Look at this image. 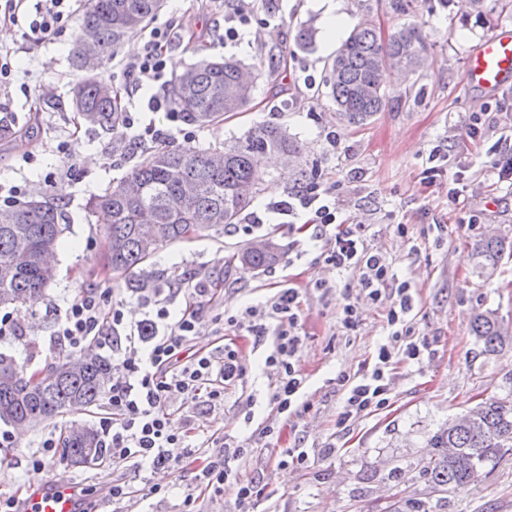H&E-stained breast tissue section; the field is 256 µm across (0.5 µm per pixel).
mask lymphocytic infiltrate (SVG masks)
<instances>
[{
    "label": "lymphocytic infiltrate",
    "instance_id": "f902f5d3",
    "mask_svg": "<svg viewBox=\"0 0 512 512\" xmlns=\"http://www.w3.org/2000/svg\"><path fill=\"white\" fill-rule=\"evenodd\" d=\"M171 40L168 30L154 29L140 54L128 62L126 79L138 83L162 80L171 64ZM302 209L313 210L314 221L321 227L336 222L330 189L310 185L297 204L289 205L288 213L294 217ZM326 260L336 269L355 273L366 300L388 306L387 333L374 357L355 373L342 371L336 376L337 386L345 392L339 414L340 422L345 423L368 410L386 406L393 364L419 359L429 345L417 334L410 318L413 297L409 283L396 282L386 257L368 249L363 225L334 233ZM299 304L298 289L289 287L263 304L248 307L243 316L224 319L225 327L248 332L254 344L270 343L264 369L276 377L272 401L281 414H295L305 405V379L295 367L302 344ZM156 317L163 323L162 332L149 337L128 334L124 350L113 357L115 379L108 397L111 415L100 423L113 464L133 459L144 471L159 466L174 468L195 454L190 428L180 426L169 409L171 392H181L190 399L204 393L209 400L218 401L226 398L230 387L248 377L246 366L231 346L210 352L192 350L191 343L198 333V312H186L174 320L162 304ZM122 323L121 304H113L107 310L95 293L84 292L72 299L56 337L77 353L84 349L89 336L110 340ZM246 453V448L238 445L226 448L220 456L206 458L200 468V480L214 494H230L242 503L260 498L259 482L239 477Z\"/></svg>",
    "mask_w": 512,
    "mask_h": 512
}]
</instances>
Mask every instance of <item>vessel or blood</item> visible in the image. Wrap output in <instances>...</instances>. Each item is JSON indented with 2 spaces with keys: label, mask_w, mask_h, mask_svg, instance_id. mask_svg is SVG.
Masks as SVG:
<instances>
[{
  "label": "vessel or blood",
  "mask_w": 512,
  "mask_h": 512,
  "mask_svg": "<svg viewBox=\"0 0 512 512\" xmlns=\"http://www.w3.org/2000/svg\"><path fill=\"white\" fill-rule=\"evenodd\" d=\"M468 84L496 89L512 79V34L504 32L484 39L468 58L464 73ZM26 512H77L69 487L38 488L30 492Z\"/></svg>",
  "instance_id": "b4317fda"
}]
</instances>
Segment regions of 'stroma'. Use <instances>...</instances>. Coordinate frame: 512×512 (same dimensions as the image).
I'll use <instances>...</instances> for the list:
<instances>
[{"instance_id":"35a3bbf8","label":"stroma","mask_w":512,"mask_h":512,"mask_svg":"<svg viewBox=\"0 0 512 512\" xmlns=\"http://www.w3.org/2000/svg\"><path fill=\"white\" fill-rule=\"evenodd\" d=\"M83 0H71L70 14L58 33L43 43L29 38V16L0 23L14 75L0 86V125L31 132L29 145L0 140V201L16 194L24 202L56 193L65 198L67 227L58 246V263L44 300L18 314L0 308V353L28 362L30 371L46 373L61 351L55 342L57 322L79 292L102 295L105 303L122 302L123 326L130 329L152 319L154 297L164 298L172 315L192 305V285L223 277L224 261L248 243L273 238L281 259L272 267L234 265L220 290L210 293L200 311L194 349L210 351L234 339L249 376L223 404L187 403L170 398L177 421L188 422L200 443V455L224 445L246 443L242 479L259 480L263 494L238 505L233 497L214 496L198 486L196 464L160 468L138 476L134 462L72 468L62 460L44 468L32 461L47 429L63 434L71 423L98 426L108 407L64 413L48 423L11 430L13 445L0 447V491L59 480L104 499L101 512H181L193 494L198 512H411L417 501L438 500L439 512H512V450L488 465L481 479L464 489L436 494L422 477L427 438L448 420L491 399H512V342L487 353L472 332L477 315L492 312L512 329V258L494 275L480 273L472 256L488 237L512 243V180L499 178L493 159L512 155V82L494 91L464 80L468 56L483 39L512 30V8L486 0L475 16L467 0H415L408 13L396 12L390 0H245V24L230 41L223 32L233 0H163L151 28L175 35L171 74L202 58H233L253 67L257 76L249 111L216 126L198 127L170 121L166 112L148 110L150 97L166 98L157 82L128 83L123 75L131 46H143L147 34L105 61L100 73L111 80L133 129L112 133L83 123L72 105L82 77L71 53L82 22ZM347 14L336 35L344 40L359 18L376 23L382 36L400 25L419 26L427 43L422 68L407 79L387 78L391 100L365 124L340 120L323 84L336 51L329 44V8ZM315 32L313 48L296 43L300 29ZM259 123L278 124L303 146L300 165H275L270 180L233 228H214L190 239L161 245L150 260L159 274L156 290L131 288L129 278L107 267V241L91 200L126 176L142 150L154 142L142 138L146 126H167L166 145L179 149L222 147L242 138ZM481 130L472 137L471 126ZM315 182L335 187L339 219L366 227L370 250L381 252L398 279L413 289L416 332L425 336L430 355L420 362L395 364L386 407L362 413L347 424L338 414L344 393L336 387L339 371L355 372L371 358L385 334L386 309L364 300L357 277L326 262V242H311L313 225L290 223L278 203L293 199L297 168ZM186 275L172 285L167 275ZM330 291L320 296L315 282ZM302 291L299 314L303 344L296 366L306 378L308 406L296 415L278 413L271 400L275 379L265 373L266 351L251 338L234 337L224 318L261 303L283 288ZM357 307V326L340 323L346 304ZM275 425L265 435L266 425ZM309 452L304 466L284 468L282 449ZM125 479L130 497L108 502L113 478ZM162 492L142 500L144 483Z\"/></svg>"}]
</instances>
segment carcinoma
<instances>
[{"label": "carcinoma", "mask_w": 512, "mask_h": 512, "mask_svg": "<svg viewBox=\"0 0 512 512\" xmlns=\"http://www.w3.org/2000/svg\"><path fill=\"white\" fill-rule=\"evenodd\" d=\"M162 0H85L83 23L76 42L95 52L85 60L73 52L74 66L83 77L73 105L92 127L115 132L125 112L117 90L96 70L106 57L136 36L159 12ZM425 40L419 28L402 25L398 37L383 39L372 23H359L342 41L327 66L325 86L340 118L362 124L384 108L389 99L380 78L382 70L399 62L416 72L422 65ZM244 69L234 59L204 58L175 76L170 106L183 121L209 126L224 115L244 112L252 102V86H238ZM300 154L299 143L278 126L257 125L235 144L224 148V166L213 163L216 152L196 147L171 150L149 148L131 172L96 196L92 205L108 241V267L118 275L142 268L159 245L176 242L214 227L240 222L247 207L263 191L267 172L263 162L271 152ZM63 206L38 199L0 209V306L22 312L45 296L49 278L45 256L56 253L62 233ZM500 239L482 241L475 258L493 274L506 253ZM279 254L244 248L227 260L253 268L274 265ZM472 331L487 352H496L509 338L492 315L480 314ZM112 380V362L89 346L79 354L58 357L55 368L36 378L27 365L0 354V421L28 420L37 425L68 411H87L98 405ZM61 442L72 467L86 465L84 451L96 461L108 458L100 433L74 423ZM430 456L422 475L433 491L463 489L506 448H512V400L491 399L429 436Z\"/></svg>", "instance_id": "1"}]
</instances>
